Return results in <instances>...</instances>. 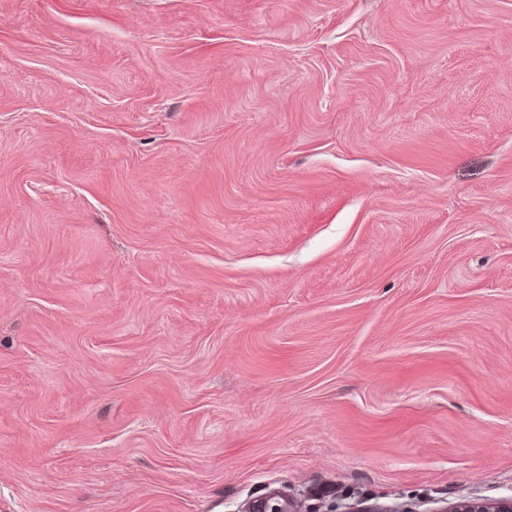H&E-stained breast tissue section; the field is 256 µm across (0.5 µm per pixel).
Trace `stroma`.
Returning a JSON list of instances; mask_svg holds the SVG:
<instances>
[{"label": "stroma", "mask_w": 512, "mask_h": 512, "mask_svg": "<svg viewBox=\"0 0 512 512\" xmlns=\"http://www.w3.org/2000/svg\"><path fill=\"white\" fill-rule=\"evenodd\" d=\"M512 494V0H0V512Z\"/></svg>", "instance_id": "stroma-1"}]
</instances>
